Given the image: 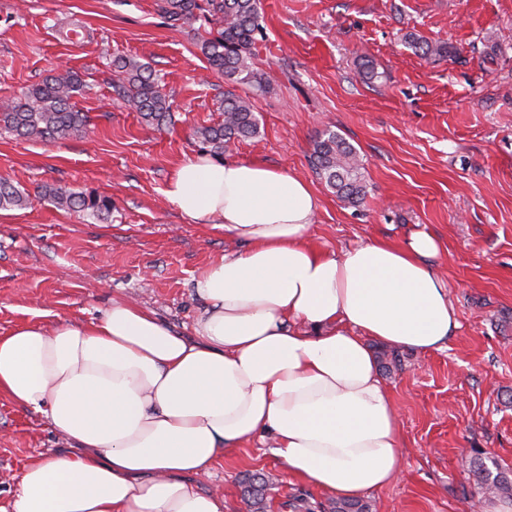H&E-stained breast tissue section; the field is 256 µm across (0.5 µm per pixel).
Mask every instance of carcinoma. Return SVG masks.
<instances>
[{
	"label": "carcinoma",
	"mask_w": 512,
	"mask_h": 512,
	"mask_svg": "<svg viewBox=\"0 0 512 512\" xmlns=\"http://www.w3.org/2000/svg\"><path fill=\"white\" fill-rule=\"evenodd\" d=\"M160 9L173 28L190 20L218 25L216 35L204 39L200 45L210 67L229 83L247 85L256 92L265 89L266 79L254 71L251 63L253 45L263 33L260 0H163ZM408 42L427 58L448 54V47L424 42L413 35L408 37ZM112 66L115 73L112 87L131 110L150 123L162 124L171 119L166 94L148 66L126 56L115 58ZM84 87V80L75 71L49 75L22 98L0 103V127L27 140L83 137L91 117L76 109L72 100L82 94ZM222 111L223 122L195 130L200 142L220 157L224 156V146L232 140L253 137L259 130L249 97L227 96ZM313 163L340 200L355 204L364 199L363 164L356 150L335 131L325 130L315 142ZM43 196L60 209L89 210L98 217L112 210V200L97 194L46 186ZM28 204L27 195L10 182L0 180V209L22 208ZM493 467H498L494 460L489 464L478 456L470 460V472L484 493H511L512 483L502 472L492 473ZM269 485L266 475H250L243 481V494L252 504L261 505ZM330 512H369V507L357 499H341L332 503Z\"/></svg>",
	"instance_id": "carcinoma-1"
}]
</instances>
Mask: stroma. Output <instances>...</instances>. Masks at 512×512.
<instances>
[{
    "label": "stroma",
    "instance_id": "stroma-1",
    "mask_svg": "<svg viewBox=\"0 0 512 512\" xmlns=\"http://www.w3.org/2000/svg\"><path fill=\"white\" fill-rule=\"evenodd\" d=\"M160 0H0V102L46 76L78 72L89 132L56 141L0 129V178L29 195L0 209V335L25 322L89 320L113 299L152 311L187 340L206 308L194 281L224 253V232L187 221L163 191L183 159L205 150L193 131L220 123L227 91L250 95L258 135L231 142L228 160L293 174L320 206L309 231L328 252L433 235L434 271L458 326L427 355L372 343L400 413L402 472L366 492L371 512L512 510L482 496L473 450L512 476V0H261L266 25L253 62L260 93L230 86L198 45L210 24L171 29ZM416 35L449 49L420 56ZM132 57L162 79L174 122L156 126L113 89L112 62ZM377 76L367 78L363 62ZM334 130L359 153L367 194L337 198L312 161ZM110 196L112 212L56 208L43 186ZM47 419L0 398V505L24 467L68 453ZM271 475L260 512H329L330 494L293 478L256 444L225 453L201 489L219 488L224 512H259L241 482Z\"/></svg>",
    "mask_w": 512,
    "mask_h": 512
}]
</instances>
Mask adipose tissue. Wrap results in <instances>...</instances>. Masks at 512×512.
<instances>
[{
	"mask_svg": "<svg viewBox=\"0 0 512 512\" xmlns=\"http://www.w3.org/2000/svg\"><path fill=\"white\" fill-rule=\"evenodd\" d=\"M164 194L248 247L196 279V341L124 300L0 336V397L44 414L72 448L30 462L8 512H224L223 493L193 480L256 440L338 498L395 480L400 418L369 343L425 354L456 327L427 264L436 240L324 251L308 235L309 185L254 163L187 158Z\"/></svg>",
	"mask_w": 512,
	"mask_h": 512,
	"instance_id": "1",
	"label": "adipose tissue"
}]
</instances>
